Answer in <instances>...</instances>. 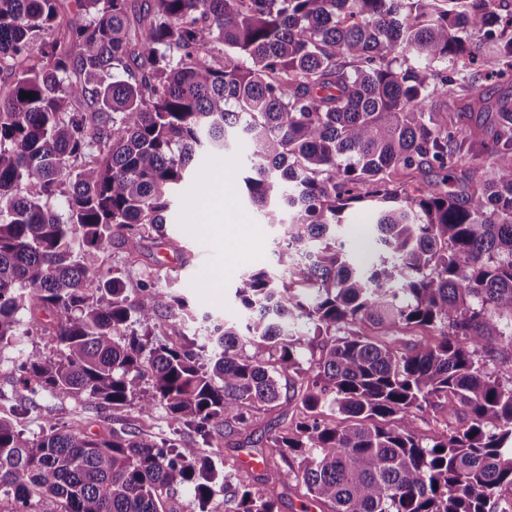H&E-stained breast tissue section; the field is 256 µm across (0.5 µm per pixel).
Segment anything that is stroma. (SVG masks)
<instances>
[{
	"label": "stroma",
	"instance_id": "35a3bbf8",
	"mask_svg": "<svg viewBox=\"0 0 512 512\" xmlns=\"http://www.w3.org/2000/svg\"><path fill=\"white\" fill-rule=\"evenodd\" d=\"M217 194L198 198L183 189L166 226V236L152 237L130 247L126 239L114 237L101 253L103 268L121 272L129 295H136L145 276H152L160 288L173 287L187 297L195 325L206 329L224 321H235L241 310L234 296L238 277L249 267L277 272L275 250L282 235L280 226L263 223L241 194H234L233 206L240 216L234 238L224 236L223 227L202 230L208 212L218 203ZM38 351L54 358L58 352L49 335L25 339L19 348L0 350V416L13 417L21 397L16 389L17 366L24 354ZM23 429L36 432L46 421L82 418L94 431L106 428L137 429L158 438L169 436L171 428L164 410L153 418L140 415L137 404L100 416L85 399L66 394H40L28 405Z\"/></svg>",
	"mask_w": 512,
	"mask_h": 512
}]
</instances>
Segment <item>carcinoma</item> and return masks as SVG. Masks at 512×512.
<instances>
[{
  "label": "carcinoma",
  "mask_w": 512,
  "mask_h": 512,
  "mask_svg": "<svg viewBox=\"0 0 512 512\" xmlns=\"http://www.w3.org/2000/svg\"><path fill=\"white\" fill-rule=\"evenodd\" d=\"M74 4L0 0V350L49 331L60 358L28 354L19 392L136 400L199 441L0 418L11 512H165L183 487L198 512L218 494L278 512L294 479L330 512H505L512 97L490 111L485 82L512 79V0ZM239 141L286 279L248 268L239 322L153 344L132 327L188 301L151 281L130 297L100 253L116 230L164 231L175 191L207 189L198 160L234 164ZM365 207L361 265L336 232ZM284 374L298 410L268 433L266 472L219 470L214 432L278 405Z\"/></svg>",
  "instance_id": "cac0c4a2"
}]
</instances>
